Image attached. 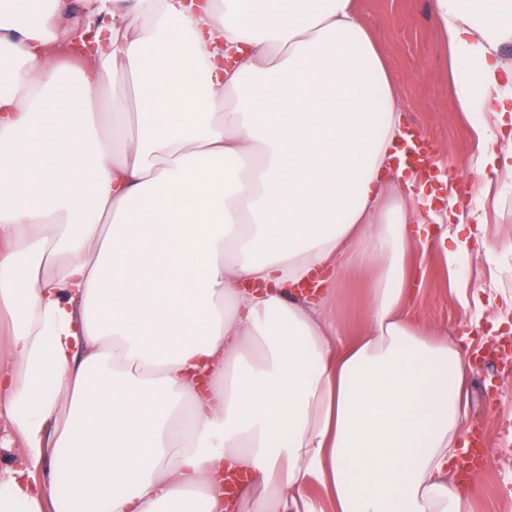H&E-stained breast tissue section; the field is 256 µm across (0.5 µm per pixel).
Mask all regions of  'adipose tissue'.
I'll use <instances>...</instances> for the list:
<instances>
[{
	"mask_svg": "<svg viewBox=\"0 0 512 512\" xmlns=\"http://www.w3.org/2000/svg\"><path fill=\"white\" fill-rule=\"evenodd\" d=\"M431 8L471 170L512 179V0ZM90 32L74 88L55 58ZM406 111L354 0H0V512H225L226 467L237 512H323L312 483L333 512H470L468 364L408 254L452 266L449 223L487 218L427 224ZM333 308L344 318L345 337L355 336L364 321L369 299V285L360 277H345L335 287Z\"/></svg>",
	"mask_w": 512,
	"mask_h": 512,
	"instance_id": "ef3b65f1",
	"label": "adipose tissue"
}]
</instances>
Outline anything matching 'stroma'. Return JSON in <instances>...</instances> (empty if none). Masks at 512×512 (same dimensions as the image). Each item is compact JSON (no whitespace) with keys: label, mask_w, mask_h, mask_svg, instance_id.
<instances>
[{"label":"stroma","mask_w":512,"mask_h":512,"mask_svg":"<svg viewBox=\"0 0 512 512\" xmlns=\"http://www.w3.org/2000/svg\"><path fill=\"white\" fill-rule=\"evenodd\" d=\"M355 5L383 54L396 94L409 108L408 121L437 146L442 176L452 182L468 177L471 160L481 147L478 121L455 107L454 81L464 78L466 70L447 65L429 0H355ZM470 206L486 209L488 222L484 231L474 232L456 269L471 280L496 276L497 288L484 296V316L475 318L461 304L449 271L434 250L427 253L415 301L430 326L446 329L452 339L466 336L477 349L493 336L502 295L512 294V252L499 251L493 268L485 260L486 245L512 238V187L502 186L497 205L477 192ZM368 299L369 286L358 276H347L337 285L333 307L344 318L346 336L357 334ZM469 391L467 427L483 432L488 444L475 475L473 512H512V369L498 365L489 371L482 362L473 363Z\"/></svg>","instance_id":"35a3bbf8"}]
</instances>
